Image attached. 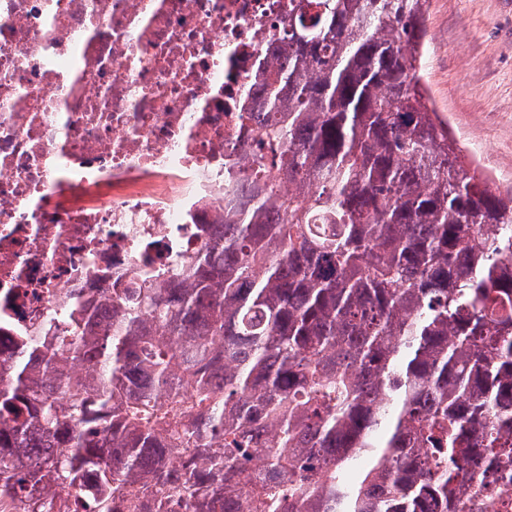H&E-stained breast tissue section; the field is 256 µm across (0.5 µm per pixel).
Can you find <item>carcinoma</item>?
<instances>
[{
	"mask_svg": "<svg viewBox=\"0 0 512 512\" xmlns=\"http://www.w3.org/2000/svg\"><path fill=\"white\" fill-rule=\"evenodd\" d=\"M428 4L288 0L205 249L6 337L0 512L509 506L512 190L429 106Z\"/></svg>",
	"mask_w": 512,
	"mask_h": 512,
	"instance_id": "1",
	"label": "carcinoma"
}]
</instances>
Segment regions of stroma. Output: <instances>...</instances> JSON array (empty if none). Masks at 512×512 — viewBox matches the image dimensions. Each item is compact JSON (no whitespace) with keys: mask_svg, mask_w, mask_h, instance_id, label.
Returning <instances> with one entry per match:
<instances>
[{"mask_svg":"<svg viewBox=\"0 0 512 512\" xmlns=\"http://www.w3.org/2000/svg\"><path fill=\"white\" fill-rule=\"evenodd\" d=\"M423 79L452 134L512 188V0H432Z\"/></svg>","mask_w":512,"mask_h":512,"instance_id":"1","label":"stroma"}]
</instances>
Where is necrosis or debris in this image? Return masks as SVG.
Here are the masks:
<instances>
[{
    "instance_id": "obj_1",
    "label": "necrosis or debris",
    "mask_w": 512,
    "mask_h": 512,
    "mask_svg": "<svg viewBox=\"0 0 512 512\" xmlns=\"http://www.w3.org/2000/svg\"><path fill=\"white\" fill-rule=\"evenodd\" d=\"M284 0H0V320L202 249L251 152L235 99Z\"/></svg>"
}]
</instances>
